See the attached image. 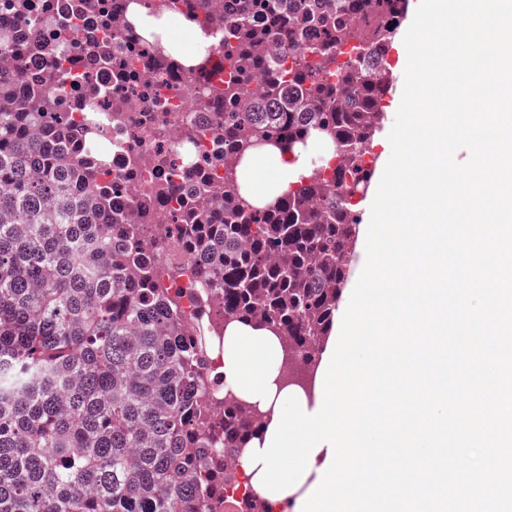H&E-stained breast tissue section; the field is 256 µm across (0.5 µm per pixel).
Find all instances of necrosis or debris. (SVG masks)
I'll return each instance as SVG.
<instances>
[{
  "mask_svg": "<svg viewBox=\"0 0 512 512\" xmlns=\"http://www.w3.org/2000/svg\"><path fill=\"white\" fill-rule=\"evenodd\" d=\"M109 5L110 22L97 26L95 34L111 38L120 63L137 73L136 82L98 93L89 78L90 53L65 41L55 22L46 19L37 35L43 51L34 58L33 67L48 75L62 67L76 75L74 85L59 100L69 128L106 155L108 178L122 190L125 223L142 236L159 240L150 256L153 277L158 287L180 294V318L187 334L208 336L201 372L209 381L210 394L220 397L224 337L213 331L209 312L224 293L199 277L194 259L178 251L163 228L182 212L186 198L206 206L223 186L225 171L239 167L238 154L224 147V122L218 117L224 80L238 62L224 57L225 29L219 23L206 25L213 42L204 50V65L191 70L181 56L160 53L147 42L132 20L137 12L188 18L192 10L188 0H109ZM284 43V36L278 35L267 47L271 60L283 71L301 63L336 84L345 82L357 62L365 59L377 68L380 81L391 74L389 56L356 43L342 46L328 63L312 53L295 58L285 51Z\"/></svg>",
  "mask_w": 512,
  "mask_h": 512,
  "instance_id": "1",
  "label": "necrosis or debris"
}]
</instances>
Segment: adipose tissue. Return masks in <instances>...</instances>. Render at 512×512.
<instances>
[{
    "mask_svg": "<svg viewBox=\"0 0 512 512\" xmlns=\"http://www.w3.org/2000/svg\"><path fill=\"white\" fill-rule=\"evenodd\" d=\"M275 158L274 173H267V158ZM247 176L241 193L247 203L262 206L287 192L305 174L302 156L274 150L266 156L251 153L244 161ZM283 361L278 340L269 328L231 321L224 327L225 392L267 415H274L278 387L275 380Z\"/></svg>",
    "mask_w": 512,
    "mask_h": 512,
    "instance_id": "obj_1",
    "label": "adipose tissue"
}]
</instances>
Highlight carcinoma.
<instances>
[{
    "label": "carcinoma",
    "mask_w": 512,
    "mask_h": 512,
    "mask_svg": "<svg viewBox=\"0 0 512 512\" xmlns=\"http://www.w3.org/2000/svg\"><path fill=\"white\" fill-rule=\"evenodd\" d=\"M407 0H234L224 48L243 66L224 81V146L340 152L336 181L364 191L361 154L382 124L388 86L366 67L343 85L300 65L270 75L264 46L329 55L361 40L388 50ZM317 31L306 41L302 27ZM32 42L0 29V512H224V484L261 421L239 400L204 396L207 338L185 333L179 297L154 287L155 242L119 223L101 156L69 132L57 95L76 77L54 75L14 93ZM100 86L125 80L112 52L95 56ZM263 80L255 112L244 92ZM355 214L314 177L265 207L215 193L170 231L195 254L200 277L224 289V321L271 328L290 364L320 354L352 257ZM239 512H267L249 493Z\"/></svg>",
    "instance_id": "obj_1"
}]
</instances>
